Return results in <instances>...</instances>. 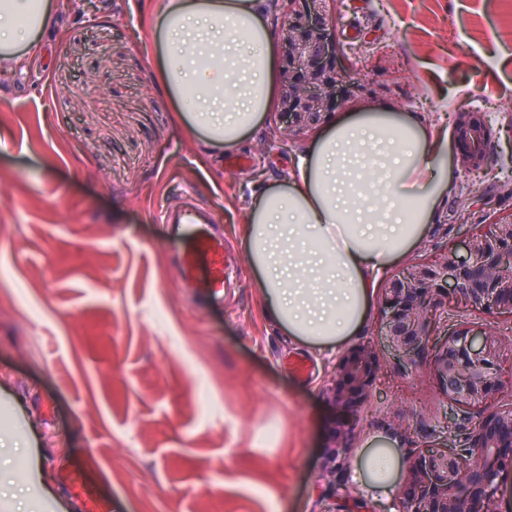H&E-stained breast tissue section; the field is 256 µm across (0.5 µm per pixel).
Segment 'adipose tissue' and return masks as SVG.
Returning a JSON list of instances; mask_svg holds the SVG:
<instances>
[{
	"label": "adipose tissue",
	"mask_w": 512,
	"mask_h": 512,
	"mask_svg": "<svg viewBox=\"0 0 512 512\" xmlns=\"http://www.w3.org/2000/svg\"><path fill=\"white\" fill-rule=\"evenodd\" d=\"M49 0H0V61H22L48 27ZM158 73L181 123L207 146L234 147L264 118L278 80L257 0H164ZM448 140L387 108L341 116L298 159L292 180L252 200L244 238L266 312L305 345L360 332L373 277L406 255L452 186ZM399 451L372 448L357 475L391 491Z\"/></svg>",
	"instance_id": "1"
}]
</instances>
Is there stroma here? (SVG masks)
Here are the masks:
<instances>
[{
	"label": "stroma",
	"mask_w": 512,
	"mask_h": 512,
	"mask_svg": "<svg viewBox=\"0 0 512 512\" xmlns=\"http://www.w3.org/2000/svg\"><path fill=\"white\" fill-rule=\"evenodd\" d=\"M50 32L0 74V512H85L84 467L111 512H368L393 497L355 479L356 456L459 447L479 414L450 408L435 352L380 331L386 278L359 335L304 345L265 314L243 246L254 195L292 177L316 132L280 146L276 108L241 143L206 155L162 88L161 0H50ZM336 38L368 95L337 115L388 107L453 137L454 112H494L488 169L455 188L390 274L463 255L461 225L512 213V15L499 0H339ZM189 186L214 213L231 270L219 298L184 287L180 243L155 214ZM504 341L496 405L512 404V315L449 307ZM372 342L376 380L358 414L328 395L337 359ZM456 430H448L449 421ZM351 457L332 459L341 424Z\"/></svg>",
	"instance_id": "stroma-1"
}]
</instances>
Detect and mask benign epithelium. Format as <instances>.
I'll list each match as a JSON object with an SVG mask.
<instances>
[{
  "label": "benign epithelium",
  "instance_id": "7a95c632",
  "mask_svg": "<svg viewBox=\"0 0 512 512\" xmlns=\"http://www.w3.org/2000/svg\"><path fill=\"white\" fill-rule=\"evenodd\" d=\"M278 137L292 140L317 126L366 86L348 76L336 43L335 14L316 3L283 0ZM452 125L461 143L458 165L467 172L488 166L494 135L480 112L458 111ZM467 255L419 263L389 280L382 335L416 353L433 343L437 312L454 303L512 313V213L485 229L464 234ZM502 342L494 332L459 326L438 343L434 374L451 406L485 407L501 385ZM374 351L360 346L336 361L333 399L356 413L368 400L375 377ZM468 453L458 448H422L409 463L395 501L397 512H497V479L512 474V407L487 411L469 432Z\"/></svg>",
  "mask_w": 512,
  "mask_h": 512
}]
</instances>
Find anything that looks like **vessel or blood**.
I'll use <instances>...</instances> for the list:
<instances>
[{
    "label": "vessel or blood",
    "mask_w": 512,
    "mask_h": 512,
    "mask_svg": "<svg viewBox=\"0 0 512 512\" xmlns=\"http://www.w3.org/2000/svg\"><path fill=\"white\" fill-rule=\"evenodd\" d=\"M182 198L181 206L167 208L157 220L183 241L174 258L183 282L220 295L224 291V236L211 230L210 212L195 203L191 191H183Z\"/></svg>",
    "instance_id": "obj_1"
}]
</instances>
